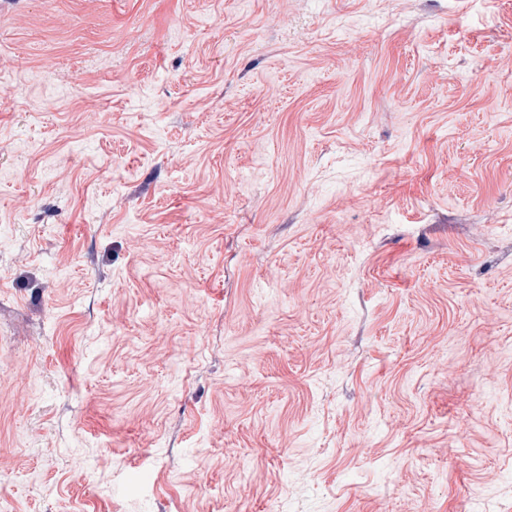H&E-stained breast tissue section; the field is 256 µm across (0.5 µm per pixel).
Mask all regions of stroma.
<instances>
[{
	"label": "stroma",
	"mask_w": 512,
	"mask_h": 512,
	"mask_svg": "<svg viewBox=\"0 0 512 512\" xmlns=\"http://www.w3.org/2000/svg\"><path fill=\"white\" fill-rule=\"evenodd\" d=\"M1 47L0 512H512V0Z\"/></svg>",
	"instance_id": "1"
}]
</instances>
